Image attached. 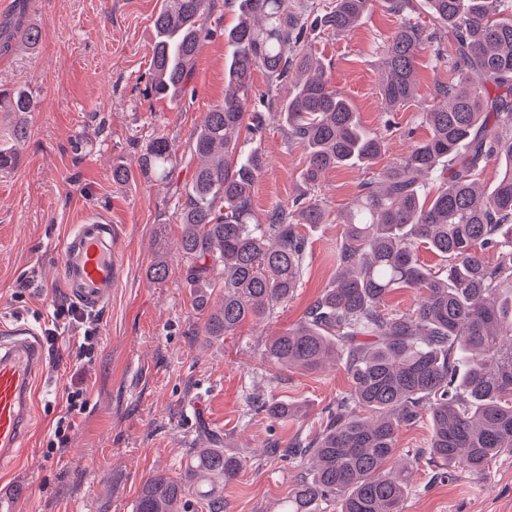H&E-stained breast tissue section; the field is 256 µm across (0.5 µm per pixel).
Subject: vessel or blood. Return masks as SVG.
<instances>
[{"label": "vessel or blood", "mask_w": 512, "mask_h": 512, "mask_svg": "<svg viewBox=\"0 0 512 512\" xmlns=\"http://www.w3.org/2000/svg\"><path fill=\"white\" fill-rule=\"evenodd\" d=\"M62 286L79 307L95 311L112 299L124 278L112 226L91 215L74 225L60 255ZM31 328L0 329V457L10 454L28 433L32 377L43 363Z\"/></svg>", "instance_id": "obj_1"}]
</instances>
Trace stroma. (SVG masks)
Returning <instances> with one entry per match:
<instances>
[{
    "instance_id": "1",
    "label": "stroma",
    "mask_w": 512,
    "mask_h": 512,
    "mask_svg": "<svg viewBox=\"0 0 512 512\" xmlns=\"http://www.w3.org/2000/svg\"><path fill=\"white\" fill-rule=\"evenodd\" d=\"M161 4L0 0L1 24L41 32L35 48L0 50V89L27 88L36 102L17 167L0 171V321L43 333L53 303L68 299L60 249L86 214L114 226L125 271L111 302L90 314L98 329L92 362L81 365L63 346L44 354L34 380L31 431L16 458L0 461V499L22 501L25 512H133L149 475H177L189 450L202 446L198 427L204 423L221 431L244 462L224 487L226 512H278L298 471L272 457L270 447L315 436L350 388L341 365L306 373L263 358L266 343L296 324L335 277L340 224L305 229L301 286L292 300L212 340L201 334L203 320L192 306L171 188L137 174L122 184L112 180L113 166L133 164L155 133L186 154L205 112L224 97L229 46L222 31L237 21L235 0H211L207 26L215 35L200 48L190 93L174 101L146 96L153 18ZM400 23V16L377 4L349 33H324L311 45L331 87L348 97L365 127L384 135L387 163L426 136L418 114L436 105L435 85L451 77L431 51H423L414 102L386 111L378 92L380 48ZM390 120L415 127L414 136L385 135ZM256 144L266 160L253 191L262 214L299 193L304 154L288 145L273 118ZM369 175L361 167L327 173L315 194L339 215ZM161 248L168 272L155 281L149 271ZM78 378L88 388V402L65 442L50 450L62 399ZM259 381L270 396L298 406L299 417L275 423L251 412L248 396ZM430 438L426 418L398 434L389 466H414L401 512H512V455L499 457L490 475L457 469L442 481L433 467L413 463Z\"/></svg>"
}]
</instances>
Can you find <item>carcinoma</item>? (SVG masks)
Instances as JSON below:
<instances>
[{
    "instance_id": "obj_1",
    "label": "carcinoma",
    "mask_w": 512,
    "mask_h": 512,
    "mask_svg": "<svg viewBox=\"0 0 512 512\" xmlns=\"http://www.w3.org/2000/svg\"><path fill=\"white\" fill-rule=\"evenodd\" d=\"M383 2L402 19L382 49L379 90L388 107L414 101L417 60L441 27L452 34L454 52L433 54L454 78L435 87L445 104L420 113L429 135L358 185L342 220L336 277L297 324L266 345L269 364L305 372L342 355L351 384L320 434L273 449L300 469L310 465L280 512H320L329 500L339 512H399L411 473L385 466L398 432L423 411L432 434L416 460L436 466L441 480L456 468L486 474L512 454V0ZM374 3L238 0V22L224 32L232 48L224 99L193 132L187 163L195 169L172 193L202 335H231L291 298L306 253L300 226L329 218L311 191L333 169L368 168L383 157V139L330 87L323 61L309 48L317 31H351ZM421 7L426 24L414 20ZM208 10L209 0H163L153 21L152 97L188 90L200 43L211 36ZM0 38L34 47L40 34L7 27ZM256 69L272 87L292 82V93L285 100L253 94ZM34 108L29 90H0V112L19 117L14 139L27 137L24 116ZM271 112L282 117L288 144L305 153V191L290 206L259 215L252 191L265 158L248 143ZM493 158L503 165L486 193L479 179ZM135 167L150 181L171 184L175 145L156 134ZM418 244L441 258L436 270L420 263ZM490 249L497 251L494 264L484 259ZM402 289L418 291L420 301L387 313V300ZM214 293L221 298L212 307ZM251 404L273 422L298 414L261 382ZM204 437L207 447L190 449L177 476L157 473L144 482L135 512H224V485L237 478L242 460L224 452L220 432Z\"/></svg>"
}]
</instances>
